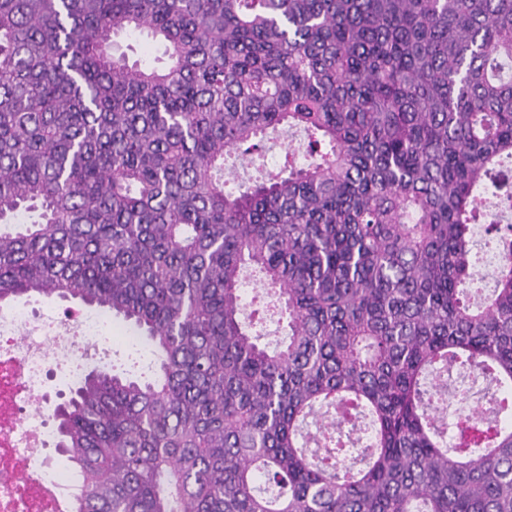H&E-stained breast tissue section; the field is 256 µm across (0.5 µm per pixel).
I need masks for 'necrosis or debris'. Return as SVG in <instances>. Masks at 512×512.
I'll return each instance as SVG.
<instances>
[{"label":"necrosis or debris","mask_w":512,"mask_h":512,"mask_svg":"<svg viewBox=\"0 0 512 512\" xmlns=\"http://www.w3.org/2000/svg\"><path fill=\"white\" fill-rule=\"evenodd\" d=\"M112 345V321L84 311L13 307L0 311V512H66L78 476L53 459L57 433L49 378L80 383L88 348Z\"/></svg>","instance_id":"1"}]
</instances>
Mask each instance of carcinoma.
I'll return each instance as SVG.
<instances>
[{"label":"carcinoma","instance_id":"carcinoma-1","mask_svg":"<svg viewBox=\"0 0 512 512\" xmlns=\"http://www.w3.org/2000/svg\"><path fill=\"white\" fill-rule=\"evenodd\" d=\"M137 32L165 65L114 57ZM278 129L319 160L224 192ZM488 188L512 208V0H0V223L28 218L0 302L78 300L159 354L56 407L71 512H512V430L448 440L449 372L512 385ZM246 270L278 290L274 350Z\"/></svg>","mask_w":512,"mask_h":512}]
</instances>
